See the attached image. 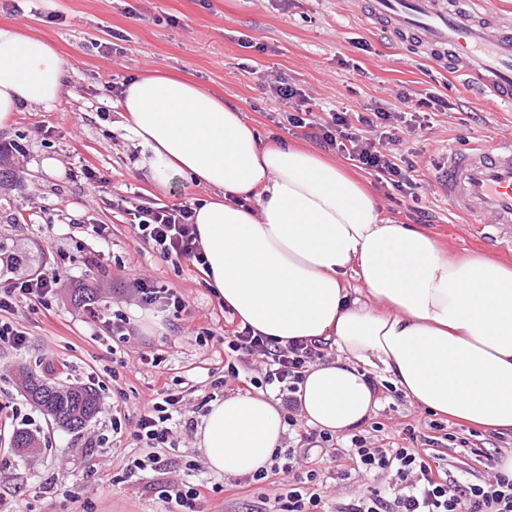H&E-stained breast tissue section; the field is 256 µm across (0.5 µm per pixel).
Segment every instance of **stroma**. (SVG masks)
Instances as JSON below:
<instances>
[{
  "instance_id": "stroma-1",
  "label": "stroma",
  "mask_w": 512,
  "mask_h": 512,
  "mask_svg": "<svg viewBox=\"0 0 512 512\" xmlns=\"http://www.w3.org/2000/svg\"><path fill=\"white\" fill-rule=\"evenodd\" d=\"M364 0H0V27L9 26L50 40L68 70L67 88L49 109L28 107L13 127L0 129L1 143H16L20 167L14 184L0 189V242L8 251L33 256L31 272L63 268L49 306L21 303L9 321L25 331V348L0 345V507L21 512H165L155 493L164 477L131 472L139 449L113 445L110 418L98 414L82 433L57 427L28 400L18 371H44L52 351L60 383L94 387L101 403H118L135 414L154 396L156 379L186 398L211 393L224 373L221 338L231 319L211 292L198 265L164 260L135 234L126 205L193 204L208 191L174 180L155 187L137 169L138 150L121 127L114 89L137 74L162 70L198 83L235 102L246 121L267 139L312 147L303 129L283 123L286 107L271 98L264 77H282L309 96L318 115L333 109L363 111L375 103L390 111L407 109L406 97L430 94L450 103L430 109L421 135H404L402 148L416 161L418 200L388 188L360 169L352 174L380 209L425 230L453 255L478 252L512 265V249L482 240L475 228L452 214L436 182V165L449 149H466L481 139L512 138V107L481 93L444 66L395 44L361 14ZM96 181L81 178L83 168ZM179 289L188 307L180 315L140 307L132 291L136 274ZM93 288L98 308L126 314L135 340L123 342L100 324L87 321L85 308L70 294ZM146 351L162 355L159 366L139 362ZM30 415L47 449L26 460L14 457L9 438L19 416ZM433 413L400 391L381 398L359 429L373 436L406 426L429 433ZM452 439L439 443L451 476L478 482L488 462L512 455V434L478 430L451 419ZM102 438L101 446L85 442ZM170 470L193 481L212 479L194 445L193 432L175 434ZM120 483H113V476ZM387 476L352 474L331 481L328 506L386 485ZM276 486L241 483L215 494L210 512H275Z\"/></svg>"
}]
</instances>
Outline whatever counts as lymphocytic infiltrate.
Returning <instances> with one entry per match:
<instances>
[{
	"label": "lymphocytic infiltrate",
	"mask_w": 512,
	"mask_h": 512,
	"mask_svg": "<svg viewBox=\"0 0 512 512\" xmlns=\"http://www.w3.org/2000/svg\"><path fill=\"white\" fill-rule=\"evenodd\" d=\"M268 87L276 101L288 105L286 121L290 126L308 130L310 139L337 151L381 184L408 195L416 190L417 168L399 152L397 129L402 126L407 132H415L420 126L417 117L409 118L377 105L367 112L334 110L323 118L312 112L301 89L278 77L270 80ZM130 214L139 239L164 259L205 265L192 206L156 203L135 207ZM60 279V272L55 270L14 279L0 289L1 345L15 349L25 346V331L7 323V316L27 299L48 305ZM133 286L143 306L176 314L187 307L183 293L177 289L141 276L134 278ZM326 351V345L303 340L283 346L253 334L248 327H234L224 339V375L217 379V386L223 388L229 381H236L240 394L273 387L285 410L284 421L295 433L296 444L287 450L284 462H272L269 470L251 476L258 482L272 474L287 475L286 492L278 497L279 512H324L320 471L311 469L303 475L296 471L297 460L308 458L315 449L330 450L337 475L381 471L394 476L390 490H371L337 506L336 512H512V475L497 471L478 483L451 476L433 450L434 438L417 437L414 428H405L401 443L395 445L379 446L355 435L348 445L336 449L330 448L328 433L306 428L297 414L296 392L305 369L325 357ZM106 412L112 417L113 437L145 449V456L132 462L139 470L164 468L165 452L175 448L178 428L187 429L193 423L183 394L166 387L139 411L134 424L122 421L117 407H107ZM209 492L204 482L170 481L163 485L160 495L171 504V512H207Z\"/></svg>",
	"instance_id": "lymphocytic-infiltrate-1"
}]
</instances>
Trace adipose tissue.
<instances>
[{"label": "adipose tissue", "mask_w": 512, "mask_h": 512, "mask_svg": "<svg viewBox=\"0 0 512 512\" xmlns=\"http://www.w3.org/2000/svg\"><path fill=\"white\" fill-rule=\"evenodd\" d=\"M67 69L45 39L0 28V128L51 108ZM123 126L154 184L204 186L196 206L204 275L226 309L287 344L319 340L336 358L310 366L296 393L307 426L341 435L378 406L370 372L440 415L512 432V268L448 255L426 231L384 215L336 163L263 140L241 109L164 71L129 79ZM265 392L210 403L195 432L207 468H267L287 432Z\"/></svg>", "instance_id": "adipose-tissue-1"}]
</instances>
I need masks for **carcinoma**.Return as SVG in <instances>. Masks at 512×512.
Here are the masks:
<instances>
[{"label": "carcinoma", "instance_id": "carcinoma-1", "mask_svg": "<svg viewBox=\"0 0 512 512\" xmlns=\"http://www.w3.org/2000/svg\"><path fill=\"white\" fill-rule=\"evenodd\" d=\"M12 149L0 144V182L11 181L14 175ZM22 383L28 399L41 408L48 416L68 432L84 430L100 409L97 390L89 385L71 383L59 384L46 376L33 380L31 373L21 371ZM37 436L26 428L13 431L12 446L18 456L27 458V448L36 445Z\"/></svg>", "mask_w": 512, "mask_h": 512}]
</instances>
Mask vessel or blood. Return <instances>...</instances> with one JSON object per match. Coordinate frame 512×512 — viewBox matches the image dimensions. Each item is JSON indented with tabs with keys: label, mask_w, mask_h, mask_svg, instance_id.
Instances as JSON below:
<instances>
[{
	"label": "vessel or blood",
	"mask_w": 512,
	"mask_h": 512,
	"mask_svg": "<svg viewBox=\"0 0 512 512\" xmlns=\"http://www.w3.org/2000/svg\"><path fill=\"white\" fill-rule=\"evenodd\" d=\"M364 16L472 86L512 101V26L489 0H365ZM438 180L453 213L477 229L492 227L496 245L512 243V139L449 150Z\"/></svg>",
	"instance_id": "obj_1"
}]
</instances>
